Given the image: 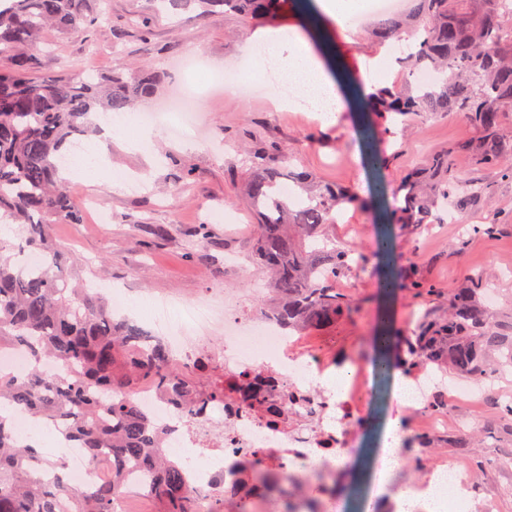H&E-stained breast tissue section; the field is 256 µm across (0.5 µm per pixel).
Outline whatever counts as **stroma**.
Masks as SVG:
<instances>
[{"label": "stroma", "mask_w": 512, "mask_h": 512, "mask_svg": "<svg viewBox=\"0 0 512 512\" xmlns=\"http://www.w3.org/2000/svg\"><path fill=\"white\" fill-rule=\"evenodd\" d=\"M271 27L296 28L330 56L346 98L345 111L335 123L324 125L308 112L274 109L263 95L244 99L216 91L199 105L205 141L188 146L168 137L140 152L109 142L113 169L141 180L142 191L71 178L69 192L96 202L111 213L112 220L100 224L87 212L79 225L52 227L69 250L73 274L87 286L122 289L137 303L154 298L187 303L215 291L234 293L266 286L265 273L251 261L260 216L247 195L250 158L285 145L297 149L302 167L317 182L352 187L379 200L380 208L374 212L344 208L342 223L326 229L338 245L365 249L378 232L384 209L393 202L401 176L421 165L430 153L476 137L474 127L446 114L411 117L398 126L396 137L383 134L379 121L365 110L359 80L382 46L366 30L342 31L316 0H288L285 11L269 25L232 13L204 17L184 10L158 13L152 0H107L104 19L87 36H67L50 28L42 33L34 52L43 75L88 68L107 73L126 64L159 75L169 95L185 79L175 66L178 57L197 53L213 65L228 68L246 53L250 37ZM367 131L374 133L383 149L394 153L392 167L376 172L361 167V136ZM483 179L493 194L490 208H473L457 223L449 220L442 205L433 223L388 227L405 255V267L438 288V295L428 299L381 296L377 283L388 272L383 265L353 268L340 278L339 287L358 299L362 310L320 329L334 354L368 351L378 329L374 317L379 308L392 312L393 326L400 331L413 326L425 312L443 313L446 290L465 284L469 274L479 269L493 270L502 300H512V182L493 173L484 174ZM216 208L231 213V222L210 223L209 212ZM492 215L502 225L497 234L476 235L466 246H459L464 225L485 223ZM393 387L390 379L369 381L348 488L333 512H364L372 471L394 413ZM475 416L482 417L483 424L473 447H457L462 422ZM443 437L433 451L434 460L461 458L472 477L474 500L488 492L498 497L501 512H512V470L497 466L502 455L512 454V432L499 430L494 408L484 401L450 402Z\"/></svg>", "instance_id": "obj_1"}]
</instances>
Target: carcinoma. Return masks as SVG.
Instances as JSON below:
<instances>
[{
    "label": "carcinoma",
    "instance_id": "carcinoma-1",
    "mask_svg": "<svg viewBox=\"0 0 512 512\" xmlns=\"http://www.w3.org/2000/svg\"><path fill=\"white\" fill-rule=\"evenodd\" d=\"M163 9L195 6L199 16L222 9L259 23L274 20L283 0H153ZM408 16L382 15L373 22L381 41L408 39L397 63L406 71L401 84L375 89L365 98L386 133L388 120L408 115L453 114L476 128L479 136L432 154L402 179L403 200L386 213L389 224H429L441 197L454 212L484 204L488 183L474 171L455 167L453 155L470 156L479 170L512 182V14L500 0H410ZM104 0H0V224L20 225L11 242L0 237V350L23 348L30 370L23 375L0 370V404L26 411L35 421L53 422L91 456L107 448L112 469L90 491L74 487L56 464L20 441L13 419L0 414V512H117L125 488L124 471L135 461L152 480L156 512H197L183 473L162 445L161 427L133 398L146 381L170 392L189 419L224 398L208 365H180L167 344L134 322H116L108 304L85 286L71 285L72 273L53 224L81 223V206L60 177L61 149L72 138L93 133L85 122L91 112H122L155 97L160 77L119 67L106 76L80 78L78 72L38 75L33 54L40 33L56 28L84 36L101 19ZM429 70L439 80L419 85L414 75ZM365 166L387 167L392 158L367 139ZM296 153L282 148L259 152L252 165L266 171L255 177L249 198L263 209L257 225L254 260L264 269L275 298L268 312L298 330L327 328L357 313L360 303L336 280L354 265L352 251L336 244L326 226L336 223L345 205L376 210L374 199L354 189L312 185L298 169ZM42 258L39 270L15 262L22 254ZM396 266L387 231L375 238L359 262ZM492 284L477 272L459 288L448 289V312L423 315L413 332L398 334L387 312L377 317L370 338L371 363L381 379L396 367L414 377L428 367L484 381L512 368V325L489 308L482 293ZM378 288L386 295H432L436 289L412 274L390 273ZM56 358L66 376L46 373L42 361Z\"/></svg>",
    "mask_w": 512,
    "mask_h": 512
}]
</instances>
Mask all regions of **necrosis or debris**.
Returning <instances> with one entry per match:
<instances>
[{
  "instance_id": "obj_1",
  "label": "necrosis or debris",
  "mask_w": 512,
  "mask_h": 512,
  "mask_svg": "<svg viewBox=\"0 0 512 512\" xmlns=\"http://www.w3.org/2000/svg\"><path fill=\"white\" fill-rule=\"evenodd\" d=\"M149 319L158 337L176 348L186 367L210 356L215 382L229 384L265 372L285 394L281 422L265 420L261 406L238 392L209 405L200 418L187 422L167 394L155 386L138 388L134 398L143 411L160 423L169 447L185 451L187 488L198 512H214L227 491L239 493L247 508L261 502L263 493L245 479L248 464L286 477L304 467L339 469L354 446L356 413L369 380L367 360L348 358L337 363L321 337L289 328L270 314L249 312L242 299H211L175 305L157 301ZM345 372L346 385L335 391L323 378ZM442 378L434 369L421 373L410 387L414 432L436 434L445 422L441 413L425 410L426 396ZM471 479L462 462L434 463L418 486L423 495L443 497L445 512H470Z\"/></svg>"
}]
</instances>
